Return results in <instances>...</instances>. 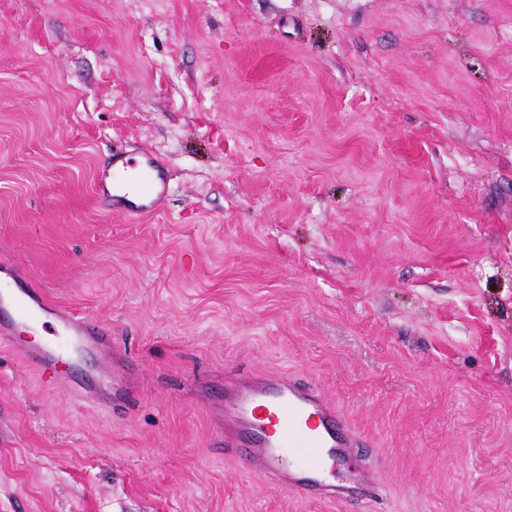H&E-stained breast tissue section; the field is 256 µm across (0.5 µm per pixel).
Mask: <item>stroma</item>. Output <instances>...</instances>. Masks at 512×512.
Returning a JSON list of instances; mask_svg holds the SVG:
<instances>
[{"mask_svg": "<svg viewBox=\"0 0 512 512\" xmlns=\"http://www.w3.org/2000/svg\"><path fill=\"white\" fill-rule=\"evenodd\" d=\"M0 253L135 375L0 349V512H350L224 452L240 371L336 406L371 512H512V0H0ZM112 169L135 171L133 177L112 186L109 174L101 176L96 184L99 192L121 204L128 216H142L153 213L168 191L167 177L163 165L152 155L145 153L141 160L131 161L125 156H112ZM109 370L112 371V381L116 387L114 395L127 396L128 393H131L132 387L129 382L131 369L129 362L125 354L119 353L115 349L114 344L112 346V367Z\"/></svg>", "mask_w": 512, "mask_h": 512, "instance_id": "1", "label": "stroma"}]
</instances>
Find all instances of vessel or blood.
I'll list each match as a JSON object with an SVG mask.
<instances>
[{
  "label": "vessel or blood",
  "instance_id": "vessel-or-blood-1",
  "mask_svg": "<svg viewBox=\"0 0 512 512\" xmlns=\"http://www.w3.org/2000/svg\"><path fill=\"white\" fill-rule=\"evenodd\" d=\"M113 169L130 172L128 180L111 183L100 178L99 192L121 204L125 214L153 213L168 191L162 164L152 155L133 161L113 155ZM0 345L10 348L33 366L40 376L64 385L67 369L96 338L89 321L63 312L42 290H16L0 284ZM30 326L52 324L54 333L44 344L32 347L14 333V319ZM112 381L118 395L131 393L130 366L125 354L112 355ZM224 446L244 449L251 470L268 483L311 499H338L364 504L378 492L374 468L352 465L356 438L339 412L316 389L301 388L287 377L264 374L234 375L224 380ZM342 474L333 482V474Z\"/></svg>",
  "mask_w": 512,
  "mask_h": 512
}]
</instances>
